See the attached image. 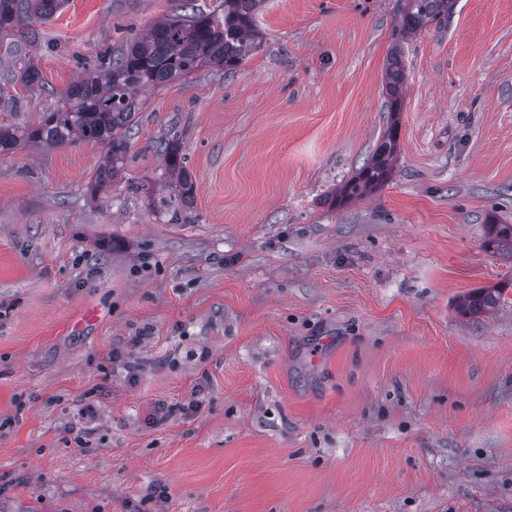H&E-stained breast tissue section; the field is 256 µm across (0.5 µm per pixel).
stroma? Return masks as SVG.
<instances>
[{
  "mask_svg": "<svg viewBox=\"0 0 512 512\" xmlns=\"http://www.w3.org/2000/svg\"><path fill=\"white\" fill-rule=\"evenodd\" d=\"M183 3L66 0L0 40V126ZM402 7L265 0L235 75L141 92L107 193L101 144L0 153V512H512V262L483 246L512 224V0L405 39ZM397 43L394 176L336 206ZM159 152L166 168L176 176L175 195L181 199L190 196L193 183L188 177L185 152L181 144L177 140H168L160 144ZM500 295L496 288H482L465 295L460 302V308L465 314H483L496 306Z\"/></svg>",
  "mask_w": 512,
  "mask_h": 512,
  "instance_id": "1",
  "label": "stroma"
}]
</instances>
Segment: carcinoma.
<instances>
[{"label":"carcinoma","mask_w":512,"mask_h":512,"mask_svg":"<svg viewBox=\"0 0 512 512\" xmlns=\"http://www.w3.org/2000/svg\"><path fill=\"white\" fill-rule=\"evenodd\" d=\"M264 0H222L209 12L188 2L189 14L154 22L133 36L115 58L104 57L93 71L74 84L35 125L0 127V152L19 143L43 148L76 140L93 141L105 147L94 174L93 191L112 186L128 151L130 131L142 102L139 92L185 81L203 68L220 67L236 73L259 48L262 41L255 17ZM63 0H0V35L7 36L21 25L27 26L26 41L39 37L36 25L50 18ZM449 0H404L399 33L411 36L435 23L448 21ZM405 70L398 47H393L383 76L382 94L387 110L400 112L405 95ZM164 165L176 176L174 191L180 198L193 192L188 177L185 152L176 140L160 144ZM399 152V127L393 122L366 162L336 190L344 202L365 197L388 182ZM484 247L512 261V224L488 225ZM500 291L482 288L463 297L462 312L483 314L498 303Z\"/></svg>","instance_id":"1"}]
</instances>
